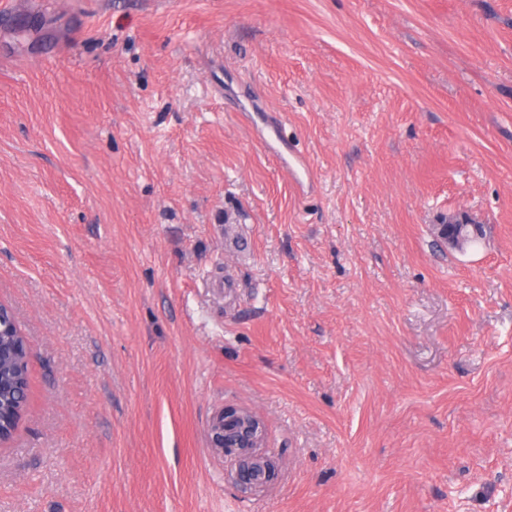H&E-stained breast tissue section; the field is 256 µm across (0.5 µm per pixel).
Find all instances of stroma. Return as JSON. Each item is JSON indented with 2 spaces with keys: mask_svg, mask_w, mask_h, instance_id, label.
<instances>
[{
  "mask_svg": "<svg viewBox=\"0 0 512 512\" xmlns=\"http://www.w3.org/2000/svg\"><path fill=\"white\" fill-rule=\"evenodd\" d=\"M0 303V512H512V0H17ZM482 236V227L480 225L467 224L466 221L456 220L447 227V240H457L460 242L458 247L471 243ZM4 345V356H0V422L12 418L16 409L28 403L29 376L27 370H18L20 357L17 351L24 350L19 336H0ZM222 413L217 418V428L212 436L215 446L224 448V453H236L243 458L238 474L242 483H255L254 468L259 462L265 463L268 479L267 466L270 468L271 463L258 459L257 452V448H262L264 441V427L260 420L234 406L224 407Z\"/></svg>",
  "mask_w": 512,
  "mask_h": 512,
  "instance_id": "stroma-1",
  "label": "stroma"
}]
</instances>
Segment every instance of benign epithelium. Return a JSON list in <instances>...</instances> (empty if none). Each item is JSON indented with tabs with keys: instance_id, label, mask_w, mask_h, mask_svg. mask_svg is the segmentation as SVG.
Masks as SVG:
<instances>
[{
	"instance_id": "7a95c632",
	"label": "benign epithelium",
	"mask_w": 512,
	"mask_h": 512,
	"mask_svg": "<svg viewBox=\"0 0 512 512\" xmlns=\"http://www.w3.org/2000/svg\"><path fill=\"white\" fill-rule=\"evenodd\" d=\"M213 440L215 446L224 452L243 458L239 480L244 484L255 483L254 468L260 462L257 449L264 441V427L260 420L237 407L226 406L223 415L217 418Z\"/></svg>"
}]
</instances>
